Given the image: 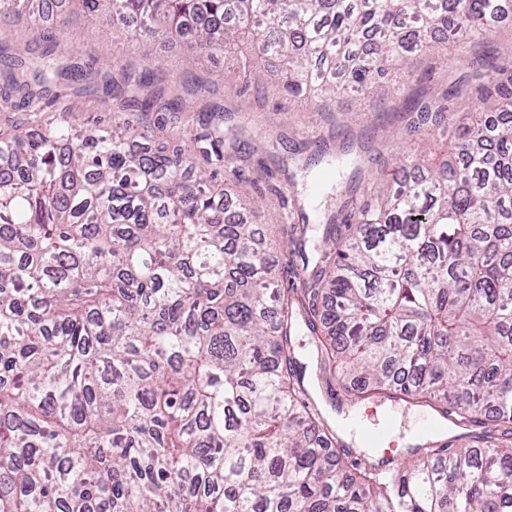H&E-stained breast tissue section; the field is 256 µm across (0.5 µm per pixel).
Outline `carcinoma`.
<instances>
[{"label": "carcinoma", "mask_w": 512, "mask_h": 512, "mask_svg": "<svg viewBox=\"0 0 512 512\" xmlns=\"http://www.w3.org/2000/svg\"><path fill=\"white\" fill-rule=\"evenodd\" d=\"M88 16L151 41L191 37V61L260 57L288 98L404 94V135L439 130L446 158L385 179L375 203L347 187L309 259L279 287L276 248L242 200L226 222L216 125L152 151L167 112L205 103L112 56L80 64L63 0H0V100L38 115L61 90L103 81L118 120L0 127V512H512V50H486L512 0H79ZM23 24L51 49L11 54ZM469 50L470 73L433 90L397 80L424 57ZM342 228H334L336 222ZM304 323L322 373L355 404L404 400L491 424L506 445L417 444L385 474L352 460L312 400L293 336Z\"/></svg>", "instance_id": "cac0c4a2"}]
</instances>
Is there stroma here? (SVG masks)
<instances>
[{"instance_id": "stroma-1", "label": "stroma", "mask_w": 512, "mask_h": 512, "mask_svg": "<svg viewBox=\"0 0 512 512\" xmlns=\"http://www.w3.org/2000/svg\"><path fill=\"white\" fill-rule=\"evenodd\" d=\"M71 28L83 61L96 69L105 67L102 49L108 44L124 60L143 61L139 49L114 37L108 27L88 20L79 0L71 5ZM190 72L209 82L211 102L224 107L225 136L238 137L242 150L253 158L252 165L242 167L239 176L225 174V193L256 202L257 224L277 240L283 237L282 226L294 210L295 199L304 200L310 218L305 250L310 254L322 243L324 214L341 205L347 182H356L362 193L370 188L369 154L379 152L389 159L409 155L424 163L437 159L443 150L438 135L404 139L402 120H384L355 96L340 99L333 111L316 112L288 100L266 72L244 75L227 68L220 56ZM319 147L325 150L321 164L307 165L309 153ZM295 351L306 368L311 393L324 410L340 407L367 422L379 420L385 403L365 400L350 404L343 383L317 377L316 357L306 334H298Z\"/></svg>"}]
</instances>
